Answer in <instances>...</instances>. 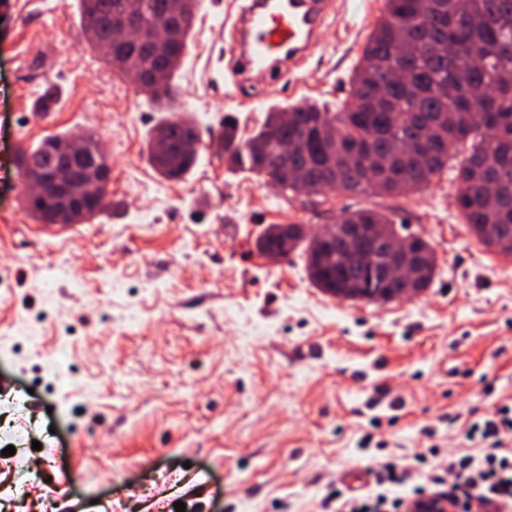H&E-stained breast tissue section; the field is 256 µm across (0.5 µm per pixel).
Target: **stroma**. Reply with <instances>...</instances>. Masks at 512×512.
I'll return each mask as SVG.
<instances>
[{
	"label": "stroma",
	"mask_w": 512,
	"mask_h": 512,
	"mask_svg": "<svg viewBox=\"0 0 512 512\" xmlns=\"http://www.w3.org/2000/svg\"><path fill=\"white\" fill-rule=\"evenodd\" d=\"M384 8L337 0L282 95L235 72L238 4L201 0L173 107L202 142L173 182L146 152L162 112L86 46L77 0H0V512H320L349 470L380 489L387 454L413 486L430 482L416 461L430 446L479 456L465 430L512 406V260L468 230L453 168L406 195H305L210 143L228 117L247 137L273 107L337 111ZM72 133L102 140L110 206L51 232L25 209L17 156ZM358 209L431 243L429 288L341 300L300 252L255 248L268 225Z\"/></svg>",
	"instance_id": "stroma-1"
}]
</instances>
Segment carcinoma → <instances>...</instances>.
Here are the masks:
<instances>
[{
  "instance_id": "carcinoma-1",
  "label": "carcinoma",
  "mask_w": 512,
  "mask_h": 512,
  "mask_svg": "<svg viewBox=\"0 0 512 512\" xmlns=\"http://www.w3.org/2000/svg\"><path fill=\"white\" fill-rule=\"evenodd\" d=\"M80 32L87 46L104 62L100 47L111 45L112 0H78ZM145 26L162 19L184 33L173 40L160 58H141L143 81L155 74L167 78L173 92L176 73L186 54L195 14L178 15L165 0H134ZM463 32L467 51L456 68L423 49V44ZM512 42V0H386L385 9L365 42L351 78V107L329 112L317 104L291 109L288 124L277 121V112L251 138L244 140L230 124L224 125V160L246 168L285 190L287 169H296L320 194L326 190L351 193L402 194L428 185L448 167L459 150L465 156L455 169L458 183L454 203L465 224L491 252L512 259V251L499 249L504 233L512 229V83L499 74L492 48ZM456 121L441 122L448 113ZM198 128L181 113H170L153 130L147 153L156 172L178 181L195 163L187 156L186 143L199 142ZM44 138L36 147L22 150L19 168L24 181L48 177L53 153ZM289 139L295 152L288 162L278 159L279 143ZM90 155L104 180L110 181V158L98 153L96 137L86 135ZM107 201L72 209L83 224L101 214ZM32 217L51 224L67 213L65 205L50 198L27 200ZM385 224L394 235L408 230L374 209L348 212L335 224L336 236L305 247L306 268L312 284L321 291L348 301H368L380 292L394 301L428 288L436 273L431 244L422 239L413 246L424 263L415 281L385 288L375 279L374 265L384 256L388 240L367 242L341 261L346 227ZM296 224H271L257 238V250L276 259L283 232H297Z\"/></svg>"
}]
</instances>
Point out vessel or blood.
<instances>
[{
	"label": "vessel or blood",
	"mask_w": 512,
	"mask_h": 512,
	"mask_svg": "<svg viewBox=\"0 0 512 512\" xmlns=\"http://www.w3.org/2000/svg\"><path fill=\"white\" fill-rule=\"evenodd\" d=\"M332 0H251L236 16L241 69L269 73L272 59L294 61L313 53Z\"/></svg>",
	"instance_id": "1"
}]
</instances>
